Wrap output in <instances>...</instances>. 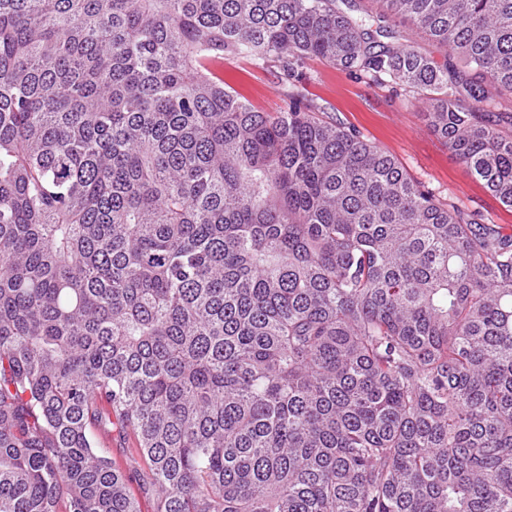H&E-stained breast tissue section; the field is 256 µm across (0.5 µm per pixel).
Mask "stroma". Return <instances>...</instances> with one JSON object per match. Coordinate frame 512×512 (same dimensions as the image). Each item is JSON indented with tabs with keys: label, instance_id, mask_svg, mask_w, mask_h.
Listing matches in <instances>:
<instances>
[{
	"label": "stroma",
	"instance_id": "1",
	"mask_svg": "<svg viewBox=\"0 0 512 512\" xmlns=\"http://www.w3.org/2000/svg\"><path fill=\"white\" fill-rule=\"evenodd\" d=\"M218 70L256 110H280L284 88L273 69L228 57ZM299 88L330 117L395 157L436 195L479 212L483 223L512 226V210L487 194L428 126L424 101L391 83L358 78L320 60L308 61Z\"/></svg>",
	"mask_w": 512,
	"mask_h": 512
}]
</instances>
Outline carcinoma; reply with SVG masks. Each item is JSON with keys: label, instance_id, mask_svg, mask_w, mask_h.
Listing matches in <instances>:
<instances>
[{"label": "carcinoma", "instance_id": "obj_1", "mask_svg": "<svg viewBox=\"0 0 512 512\" xmlns=\"http://www.w3.org/2000/svg\"><path fill=\"white\" fill-rule=\"evenodd\" d=\"M371 2L0 0V512H512V234L297 89L425 98L512 209V0ZM235 89L241 92L260 112H279L283 103V87L273 69L250 61L225 57L224 65L216 68Z\"/></svg>", "mask_w": 512, "mask_h": 512}]
</instances>
